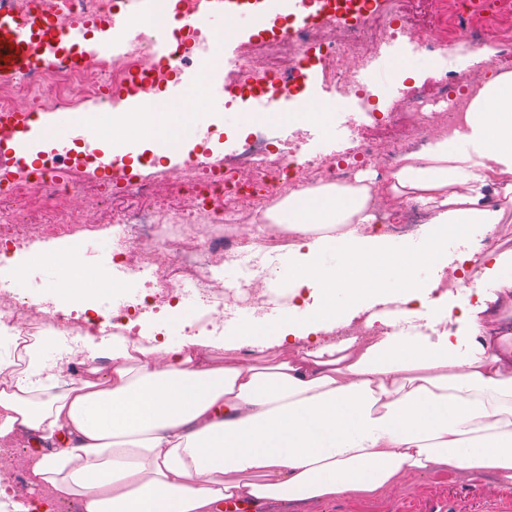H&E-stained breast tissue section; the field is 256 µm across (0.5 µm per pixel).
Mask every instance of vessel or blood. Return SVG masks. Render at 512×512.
<instances>
[{"mask_svg":"<svg viewBox=\"0 0 512 512\" xmlns=\"http://www.w3.org/2000/svg\"><path fill=\"white\" fill-rule=\"evenodd\" d=\"M136 13L122 23L100 24L96 18H76L72 28L58 27L50 17L34 11L18 14L0 7V81L8 82L62 62L68 67L89 54H106L121 47L130 32L150 35L153 54L169 58L170 43L162 27V0H140ZM324 0H224L222 6L196 15V26L212 32L210 50L199 56L196 67L179 65L166 102L177 107L194 91H201L209 115L224 110V70L239 61L243 36L266 33L268 19L292 17L303 10L304 20H317ZM83 114L62 108L41 117L25 110L0 112V157L13 168L41 172L68 154L72 163L84 158L74 153L76 141H91Z\"/></svg>","mask_w":512,"mask_h":512,"instance_id":"vessel-or-blood-1","label":"vessel or blood"}]
</instances>
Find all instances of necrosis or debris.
<instances>
[{
    "mask_svg": "<svg viewBox=\"0 0 512 512\" xmlns=\"http://www.w3.org/2000/svg\"><path fill=\"white\" fill-rule=\"evenodd\" d=\"M130 2L23 0V5L38 8L67 27L80 15L109 18L118 4ZM211 2L180 0L178 23L170 35L171 61L152 58L149 40L141 36L112 57H86L80 68L61 64L45 74L0 83V112L13 110L22 101L51 109L73 105L78 96L100 100L110 86L152 100L161 86L174 78L177 64L212 42L209 31L191 23ZM403 6V0H366L356 18L330 13L316 25L294 30L285 38L246 43L240 51L239 67L228 73L227 100H252L267 106L295 96L303 89L298 72L317 66L323 79L334 84L337 99L353 96L367 108L374 89L360 81V74L373 71L381 56L395 43L405 41L427 54L440 73L448 76L449 88L438 93L440 107L430 108L421 95L396 99L383 118L386 125L399 129L391 151L380 140L357 131L343 157H319L301 168L289 160L290 154L301 148L300 131L283 132L274 139L259 132L245 139L233 158L207 161L188 157L184 167L190 171V179L164 170L149 179L127 181L128 191L137 197L174 200L189 195L194 204L183 212L145 206L113 214L112 223L120 228L122 238L139 244L125 257L139 289L110 312L111 334L139 343L138 317L169 310L189 299L203 304L200 315L192 317L186 327L190 333L223 331L225 319L235 313H262L276 298L269 282L271 269L295 234L284 224H244V216L256 215L276 200L309 186L351 184L356 165L378 156L385 168L394 169L408 144L422 145L458 127L472 85L464 74L449 70L448 59L463 40L476 49L490 41L511 44L512 0H435L438 25L429 30L403 26ZM345 57L354 59V67L340 69L339 62ZM55 77L71 86L72 95L46 91L43 98H36V88L47 86ZM93 181L85 169L42 175L20 171L9 181L0 180V198L33 200L54 210ZM161 251L171 257L172 271L156 265L154 257ZM221 267L234 270L236 279L223 282L216 275ZM0 323L10 335L9 341L0 343V356L9 361L0 368V381L10 380L18 371L25 345L37 336L53 331L71 339L99 328L98 323L75 311L62 318L50 317L43 303L24 287L0 288Z\"/></svg>",
    "mask_w": 512,
    "mask_h": 512,
    "instance_id": "4bbe7bcc",
    "label": "necrosis or debris"
}]
</instances>
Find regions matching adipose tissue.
<instances>
[{
    "instance_id": "1",
    "label": "adipose tissue",
    "mask_w": 512,
    "mask_h": 512,
    "mask_svg": "<svg viewBox=\"0 0 512 512\" xmlns=\"http://www.w3.org/2000/svg\"><path fill=\"white\" fill-rule=\"evenodd\" d=\"M112 149L169 143L182 153L196 131L193 112L158 103L150 116L123 112L111 123L86 115ZM512 175V72H487L463 127L403 157L381 193L409 195L430 214L414 243L370 231L374 188L308 187L262 214L296 239L280 266L279 287L309 294L273 319L228 336L129 345L124 337L84 334L75 346L54 335L25 346L23 369L0 387V445L37 435L31 483L81 512H220L228 500L306 502L369 498L411 474L451 470L466 479L512 484V323L489 324L478 305L461 311L466 334L449 332L448 302L432 298L426 268L478 260L481 277L512 293V251L478 258V229L499 223L484 203L491 176ZM459 250L449 254V242ZM50 253L65 269L62 291L111 292L110 275L80 262L74 246ZM338 257L322 266L324 254ZM397 305L404 326L377 336L311 346L321 332L379 305ZM271 350L267 366L235 359L244 346ZM226 352L213 362L210 349ZM87 371L66 379L72 353ZM112 363L108 379L97 361Z\"/></svg>"
}]
</instances>
